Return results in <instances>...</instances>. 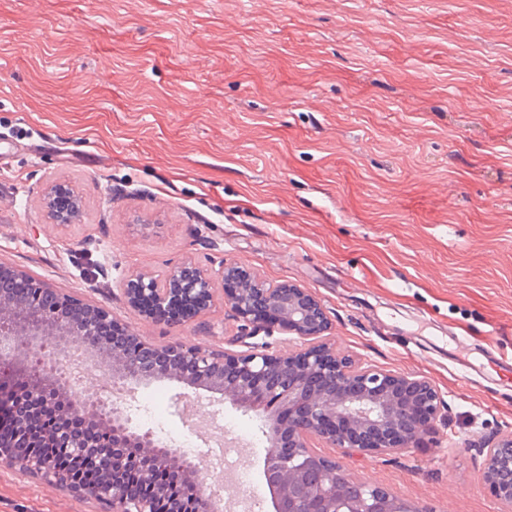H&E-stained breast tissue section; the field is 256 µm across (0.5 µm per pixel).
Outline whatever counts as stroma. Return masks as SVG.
Masks as SVG:
<instances>
[{
	"instance_id": "stroma-1",
	"label": "stroma",
	"mask_w": 512,
	"mask_h": 512,
	"mask_svg": "<svg viewBox=\"0 0 512 512\" xmlns=\"http://www.w3.org/2000/svg\"><path fill=\"white\" fill-rule=\"evenodd\" d=\"M0 265L108 306L138 336H242L214 288L184 324L125 286L189 260L312 294L332 347L426 377L445 411L414 447L348 462L422 512H500L483 447L512 431V0H0ZM80 205L46 216L52 186ZM175 381L142 427L202 445ZM216 426L263 420L197 393ZM0 512H103L0 462ZM61 193H69L73 201L75 203L74 209L71 210L69 213L65 212H58L54 207V198L57 196V194ZM47 212L49 214V218L54 224H71L72 221L75 219L78 212V205L76 203L75 198L73 197L72 193L65 187V186H55L49 193L48 196V202H47Z\"/></svg>"
}]
</instances>
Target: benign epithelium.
<instances>
[{"label":"benign epithelium","instance_id":"7a95c632","mask_svg":"<svg viewBox=\"0 0 512 512\" xmlns=\"http://www.w3.org/2000/svg\"><path fill=\"white\" fill-rule=\"evenodd\" d=\"M68 192L54 187L47 208L55 224H70L78 209L54 207ZM23 280L18 292L3 287ZM237 284L226 299L256 333L277 327L299 347L276 354L267 344L245 351L143 340L104 305L85 304L0 265V461L16 475H38L47 483L89 494L106 512H224L210 492L207 474L195 459L173 447L132 417L133 404L112 390L151 381L177 379L229 397L246 411L265 414L262 479L272 489V512H409V504L384 487L363 481L341 461L318 455L309 442L322 440L346 458L413 447L442 401L423 376L357 367L323 338L327 317L306 289L270 285L247 267L222 263L201 270L189 263L172 266L164 283L139 275L125 288L129 307L146 318L179 305L181 322L206 309L216 283ZM109 381L81 391L72 368L73 350ZM79 419L109 432L93 439L61 424ZM345 429H336V423ZM139 451L129 456L125 451ZM484 479L501 506L512 512V432L486 445ZM113 466L102 468V456ZM176 465L194 481L185 507L178 485L157 488L153 474Z\"/></svg>","mask_w":512,"mask_h":512}]
</instances>
